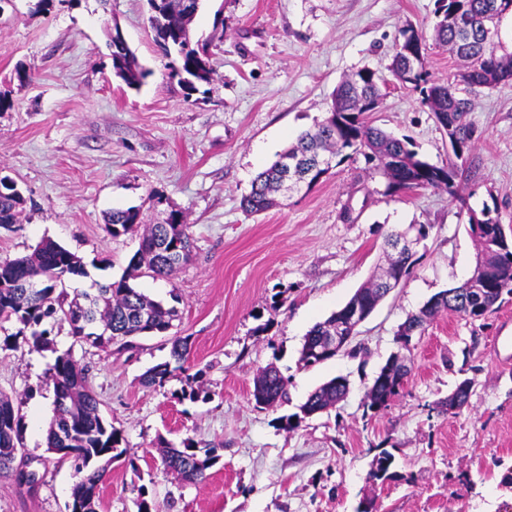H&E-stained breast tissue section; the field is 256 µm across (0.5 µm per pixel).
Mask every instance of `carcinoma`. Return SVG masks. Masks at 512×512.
<instances>
[{
    "mask_svg": "<svg viewBox=\"0 0 512 512\" xmlns=\"http://www.w3.org/2000/svg\"><path fill=\"white\" fill-rule=\"evenodd\" d=\"M204 0H147L149 25L155 42L169 59V75L179 78L184 89L192 93L213 79L212 54L207 52L213 39L200 42L193 38L191 24ZM512 13V0H436L434 33L436 40L467 63L454 81L440 84L430 79L425 69L422 36L408 28L396 46L389 66L393 78L402 81L422 96L436 121L448 133L455 157L470 151L475 129L469 119L470 99L461 96L462 88H493L512 80V53L497 54L493 33L500 20ZM112 69L130 88L141 86L151 75L143 68L135 53L127 46L109 44ZM387 79L371 70H361L341 81L333 94L328 115L313 131L298 135L296 142L281 153L298 160L292 181L284 179L275 161L252 183L251 191L241 200L249 213H260L277 204V195L316 185L329 169L319 167L322 158L341 162L363 156L365 172L370 178H385L384 194L396 195L414 189H437L458 197L461 167L456 163L442 166L419 157L413 144L369 124L366 117L381 102L380 86ZM25 198L16 190H0V228L17 223ZM144 228L139 249L130 259L121 278L97 284L95 293H81V298L68 299L65 281L86 275L82 260L75 253L51 239H44L31 254L0 261V323L12 322L16 331L7 335V349L28 346L38 350L53 349V325L65 322L77 342L92 347L116 345L133 347L132 338L164 334L178 316L175 306L149 299L130 281L145 274L168 278L190 259L193 238L190 225L176 212L153 224H142L140 209H114L107 217L106 231L113 237ZM469 229L480 245L473 278L444 290L433 297L416 315L398 329L399 336H414L439 313L450 311L473 321L485 318L505 295H512V240L504 234L503 225L485 208L481 216H471ZM413 253L395 250L383 277L360 287L351 297L359 309L373 312L380 300L390 292L389 280L408 275ZM36 280L42 288L34 291L25 283ZM345 308L315 324L306 334L299 364H320L313 350L323 348L329 337L336 335V322ZM188 338L172 339L171 358L153 367L145 375L149 385L163 384L185 370L188 361ZM411 366L391 358L381 369L367 392L368 408L374 412L386 409L399 394ZM54 388V418L50 424L47 450L68 461L77 475L72 489L71 505L78 512H98L99 491L113 461L127 453L120 448L119 430L108 423L101 402L88 383L86 370L70 352L56 356L48 372ZM286 379L274 366L262 369L254 381L253 399L259 406L274 407L285 397ZM471 384L461 382L448 399L439 403L441 411L454 414L468 401ZM347 392L346 379L338 377L315 390L301 406L306 415L336 406ZM22 419L13 399L0 393V474L13 477L20 487L34 489V483L20 473L17 462L24 448ZM164 467L186 482L206 478V471L219 459L216 448L199 446L191 438L181 446L161 449ZM391 455L383 452L375 459L372 477L390 478Z\"/></svg>",
    "mask_w": 512,
    "mask_h": 512,
    "instance_id": "obj_1",
    "label": "carcinoma"
}]
</instances>
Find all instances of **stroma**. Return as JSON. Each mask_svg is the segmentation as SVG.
I'll return each mask as SVG.
<instances>
[{
    "mask_svg": "<svg viewBox=\"0 0 512 512\" xmlns=\"http://www.w3.org/2000/svg\"><path fill=\"white\" fill-rule=\"evenodd\" d=\"M12 0L0 12V176L26 199L17 224L0 228V259L31 253L50 238L80 256L92 282L118 280L139 237L110 236L108 214L140 208L144 222L178 212L191 226L190 262L167 279L133 285L176 303L171 334L141 336L129 351L76 343L55 326L54 351L0 350V391L24 423L25 459L42 477L34 490L0 479V512H68L70 463L46 449L53 417L47 372L72 352L120 430L128 459L113 462L99 512H138L147 491L157 512H512L499 486L512 465V297L481 321L444 314L402 350L397 331L434 295L473 273L478 245L469 214L490 208L512 229V81L476 89L475 127L459 197L421 189L384 196L363 158L333 167L311 189L286 194L262 214L240 202L261 171L320 122L342 78L387 74L403 29L422 34L426 68L439 83L462 64L433 38L436 0H205L192 29L224 35L210 84L187 94L168 74L146 0ZM120 27L150 74L140 89L112 72L107 34ZM29 78L19 81L17 69ZM371 119L409 139L436 165L453 161L446 131L418 92L388 81ZM352 205L344 222V205ZM411 224L429 228L413 265L337 356L299 363L307 331L341 308L384 265V239ZM189 339L186 375L147 386L145 373L169 361L172 336ZM412 361L391 405L366 406L387 360ZM276 366L287 398L256 406L258 371ZM348 383L335 408L286 429L324 382ZM471 394L457 415L441 413L461 381ZM216 448L205 480L166 473L164 443L185 438ZM392 456V479H370L375 457Z\"/></svg>",
    "mask_w": 512,
    "mask_h": 512,
    "instance_id": "35a3bbf8",
    "label": "stroma"
}]
</instances>
